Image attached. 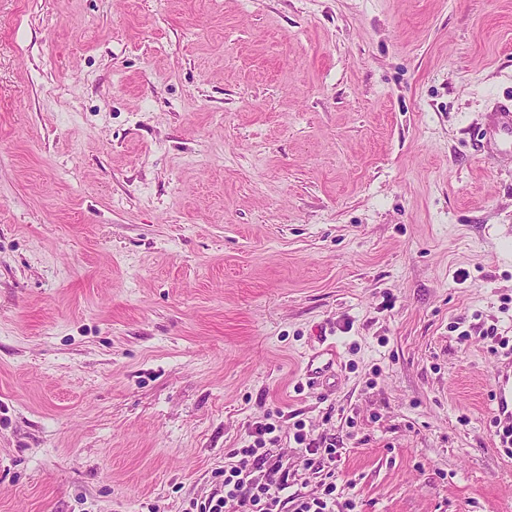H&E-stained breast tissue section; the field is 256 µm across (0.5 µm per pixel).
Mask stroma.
<instances>
[{
    "mask_svg": "<svg viewBox=\"0 0 512 512\" xmlns=\"http://www.w3.org/2000/svg\"><path fill=\"white\" fill-rule=\"evenodd\" d=\"M505 98L512 0H0V512H185L299 420L336 512H512ZM478 150L490 158L512 156V101L499 103L487 116ZM493 401V414L501 430L512 428V381L509 385V377L499 370L495 376Z\"/></svg>",
    "mask_w": 512,
    "mask_h": 512,
    "instance_id": "1",
    "label": "stroma"
}]
</instances>
